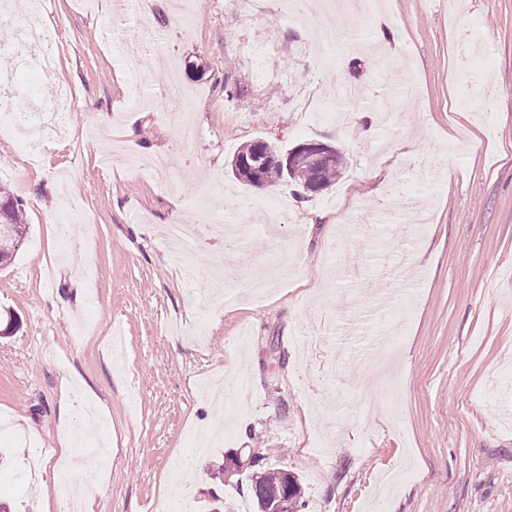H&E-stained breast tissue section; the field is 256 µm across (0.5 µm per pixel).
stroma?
Wrapping results in <instances>:
<instances>
[{"label":"stroma","instance_id":"35a3bbf8","mask_svg":"<svg viewBox=\"0 0 512 512\" xmlns=\"http://www.w3.org/2000/svg\"><path fill=\"white\" fill-rule=\"evenodd\" d=\"M40 2L57 57L41 96L66 83L79 101L35 165L0 126V187L28 226L0 268V314L17 325L0 335V414L30 438L0 436V501L62 512L16 473L58 447L76 385L105 404L112 435L93 512H151L174 456L209 474L242 449L301 479L304 512H512V0H385L387 62L409 70L412 96L379 85L353 0H328L331 39L283 0L254 18L194 0L189 34L172 0H138L118 23L113 0ZM173 70L189 110L166 98ZM341 84L360 95L332 103L336 120L298 112L307 91ZM97 109L115 129L106 168ZM185 122L199 130L188 145ZM256 139L332 145L343 174L306 200L286 181L243 186L230 163ZM129 151L171 165L132 171ZM435 151L455 164L425 193L411 165ZM251 202L272 208L240 269L293 276L221 306L224 282L186 278L161 230L199 214L247 224ZM68 206L88 221L62 264Z\"/></svg>","mask_w":512,"mask_h":512}]
</instances>
